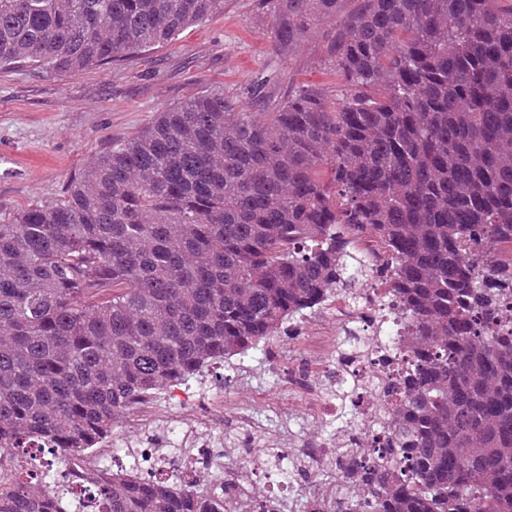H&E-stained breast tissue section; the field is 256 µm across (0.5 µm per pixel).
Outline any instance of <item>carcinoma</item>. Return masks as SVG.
Returning <instances> with one entry per match:
<instances>
[{
    "label": "carcinoma",
    "mask_w": 512,
    "mask_h": 512,
    "mask_svg": "<svg viewBox=\"0 0 512 512\" xmlns=\"http://www.w3.org/2000/svg\"><path fill=\"white\" fill-rule=\"evenodd\" d=\"M276 0L293 45L351 94L268 112L203 93L0 224L1 451L93 448L143 397L265 350L374 274L402 336L360 463L307 512H512V0ZM224 0H0V68L77 73L173 39ZM328 167L332 181L319 179ZM374 250L359 248L363 236ZM103 512H200L135 470L91 477ZM0 512L69 510L50 465Z\"/></svg>",
    "instance_id": "cac0c4a2"
}]
</instances>
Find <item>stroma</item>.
<instances>
[{"label":"stroma","mask_w":512,"mask_h":512,"mask_svg":"<svg viewBox=\"0 0 512 512\" xmlns=\"http://www.w3.org/2000/svg\"><path fill=\"white\" fill-rule=\"evenodd\" d=\"M273 3L224 0L172 41L75 75L0 69V224L62 198L94 158L200 93H223L238 112L265 111L303 84L346 95L322 56L332 20L285 48L274 38ZM302 344L301 335L277 336L265 353L219 363L204 376L209 388L249 407L269 441L297 453L324 440L318 422L290 415L288 383L305 372ZM259 387L269 396L257 405Z\"/></svg>","instance_id":"stroma-1"}]
</instances>
